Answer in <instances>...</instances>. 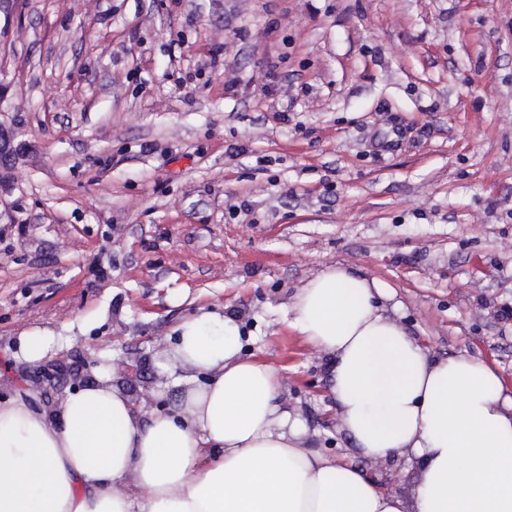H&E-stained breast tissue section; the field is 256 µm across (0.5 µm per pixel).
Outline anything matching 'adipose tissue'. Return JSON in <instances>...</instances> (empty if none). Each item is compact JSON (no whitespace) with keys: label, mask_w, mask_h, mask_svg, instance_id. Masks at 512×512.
Segmentation results:
<instances>
[{"label":"adipose tissue","mask_w":512,"mask_h":512,"mask_svg":"<svg viewBox=\"0 0 512 512\" xmlns=\"http://www.w3.org/2000/svg\"><path fill=\"white\" fill-rule=\"evenodd\" d=\"M381 282L329 267L299 288L292 325L332 358L344 430L371 458L418 460L410 497L302 448L280 379L242 358L233 315L180 323L167 365L177 415L143 419L101 378L56 416L0 400V512H512V390L470 358L432 359L387 313Z\"/></svg>","instance_id":"adipose-tissue-1"}]
</instances>
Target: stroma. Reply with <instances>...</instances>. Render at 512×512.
Listing matches in <instances>:
<instances>
[{
  "label": "stroma",
  "instance_id": "1",
  "mask_svg": "<svg viewBox=\"0 0 512 512\" xmlns=\"http://www.w3.org/2000/svg\"><path fill=\"white\" fill-rule=\"evenodd\" d=\"M0 121L29 145L0 195L1 400L42 407L18 339L46 334L175 414V328L229 313L305 447L410 495L415 464L356 450L291 324L335 266L512 387V0H10Z\"/></svg>",
  "mask_w": 512,
  "mask_h": 512
}]
</instances>
